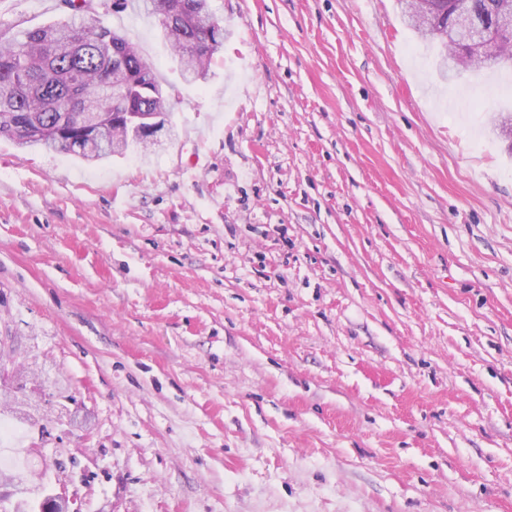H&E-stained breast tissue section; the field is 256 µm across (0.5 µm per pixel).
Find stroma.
I'll list each match as a JSON object with an SVG mask.
<instances>
[{"label":"stroma","instance_id":"stroma-1","mask_svg":"<svg viewBox=\"0 0 512 512\" xmlns=\"http://www.w3.org/2000/svg\"><path fill=\"white\" fill-rule=\"evenodd\" d=\"M176 135L0 138V456L82 512H512V71L442 76L397 0H211ZM63 0H0V28ZM197 166H189L191 154Z\"/></svg>","mask_w":512,"mask_h":512}]
</instances>
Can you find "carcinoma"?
Wrapping results in <instances>:
<instances>
[{
    "label": "carcinoma",
    "mask_w": 512,
    "mask_h": 512,
    "mask_svg": "<svg viewBox=\"0 0 512 512\" xmlns=\"http://www.w3.org/2000/svg\"><path fill=\"white\" fill-rule=\"evenodd\" d=\"M64 2L73 13L54 24L0 31V138L21 148L65 152L87 162H103L130 150L148 156V134L128 126L122 115L125 108L112 98L106 78L122 71L127 96L137 108L166 116L168 90L139 50L91 12L90 0ZM398 3L409 26L440 47L441 71L448 72L450 56L462 58L459 77L474 69L512 66V51L503 50L489 62L449 38L448 27L457 20L456 0H425L416 17L407 0ZM502 4L503 0H473V10L491 27ZM140 6L158 18L179 58L183 80L205 81L230 34L224 19L210 13L208 0H140ZM87 102L104 117L92 129L77 125L64 111L67 105L78 111Z\"/></svg>",
    "instance_id": "obj_1"
}]
</instances>
